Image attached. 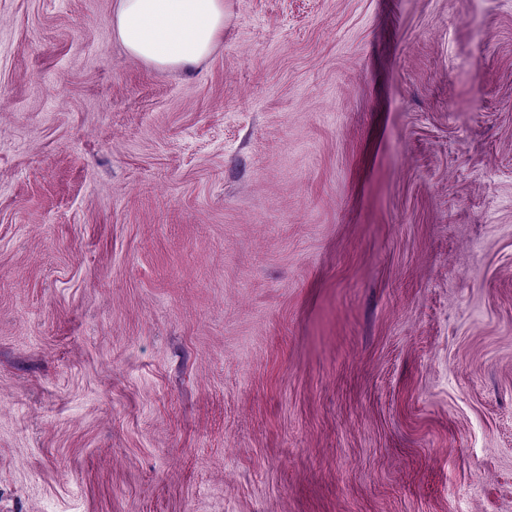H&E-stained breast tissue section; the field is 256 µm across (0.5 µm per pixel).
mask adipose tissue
Segmentation results:
<instances>
[{
	"label": "adipose tissue",
	"mask_w": 512,
	"mask_h": 512,
	"mask_svg": "<svg viewBox=\"0 0 512 512\" xmlns=\"http://www.w3.org/2000/svg\"><path fill=\"white\" fill-rule=\"evenodd\" d=\"M114 25L134 57L186 68L205 58L224 32V0H117Z\"/></svg>",
	"instance_id": "obj_1"
}]
</instances>
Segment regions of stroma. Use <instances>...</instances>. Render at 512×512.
Here are the masks:
<instances>
[{
    "instance_id": "35a3bbf8",
    "label": "stroma",
    "mask_w": 512,
    "mask_h": 512,
    "mask_svg": "<svg viewBox=\"0 0 512 512\" xmlns=\"http://www.w3.org/2000/svg\"><path fill=\"white\" fill-rule=\"evenodd\" d=\"M0 0V512H512V0ZM114 25L134 57L186 68L209 55L224 33V1L117 0Z\"/></svg>"
}]
</instances>
